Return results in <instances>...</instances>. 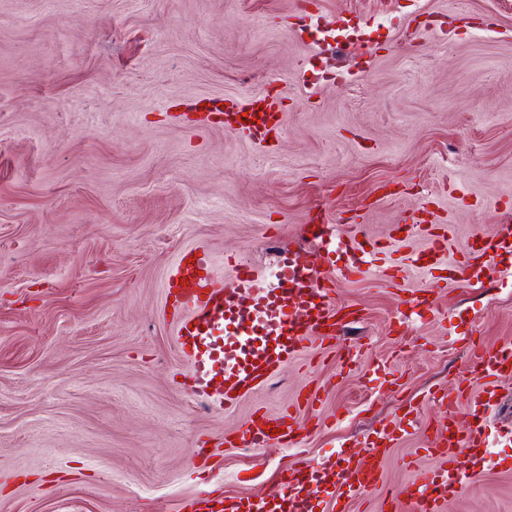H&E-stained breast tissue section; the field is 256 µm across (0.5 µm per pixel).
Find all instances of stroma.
<instances>
[{
  "mask_svg": "<svg viewBox=\"0 0 512 512\" xmlns=\"http://www.w3.org/2000/svg\"><path fill=\"white\" fill-rule=\"evenodd\" d=\"M0 0V512H178L211 490L275 494L302 458L350 448L407 410L386 480L437 464L431 396L478 390L468 347L512 342V256L470 287L439 289L436 323H397L428 286L401 272L423 236L391 237L407 210L463 253L512 213V0ZM362 38L314 40L337 13ZM268 91L271 146L185 107ZM324 209L342 234L381 241L384 270L336 283L349 367L316 342L231 409L194 398L164 282L185 249L246 258L271 276L306 248ZM378 363L398 381L379 386ZM318 392L302 448H234L255 413ZM219 446L210 472L192 455ZM467 472L446 512H512V445Z\"/></svg>",
  "mask_w": 512,
  "mask_h": 512,
  "instance_id": "1",
  "label": "stroma"
}]
</instances>
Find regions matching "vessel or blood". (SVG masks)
Listing matches in <instances>:
<instances>
[{"instance_id": "obj_1", "label": "vessel or blood", "mask_w": 512, "mask_h": 512, "mask_svg": "<svg viewBox=\"0 0 512 512\" xmlns=\"http://www.w3.org/2000/svg\"><path fill=\"white\" fill-rule=\"evenodd\" d=\"M206 111L224 115L225 130L268 143L281 123V107L258 92L249 97L205 100ZM428 245L411 257L413 269L423 273L445 270L458 286L480 280L488 262L512 253V225H499L491 237H478L463 258L450 257L447 232L422 229ZM305 235L329 254L328 273L311 268L302 252L283 259L276 284L266 283L242 257L229 256V281L217 284L208 252L184 250L165 282L172 297V318L182 354L190 363L188 379L194 395L221 408L272 381L278 368L303 353L309 342L335 340L344 322L332 302L336 282L352 281L366 273L381 252L379 242L352 234L338 237L331 224H308ZM469 365L483 382L479 393L447 391L437 402L447 420L436 431L427 451L440 459L434 469L416 471L404 492L394 491L382 475V462L415 422L409 418L387 424L376 438L356 443L342 458L324 457L301 462L280 474L278 497L254 494L234 498L226 494L183 500L179 512H321L323 504L380 493L384 502L406 500V512H445L449 501L462 496L467 485L463 468L495 467L487 448L494 434L490 414L499 404L500 383L512 378V342L490 350L474 347ZM306 425L296 413L250 418L234 436L243 448L272 442L300 445Z\"/></svg>"}]
</instances>
